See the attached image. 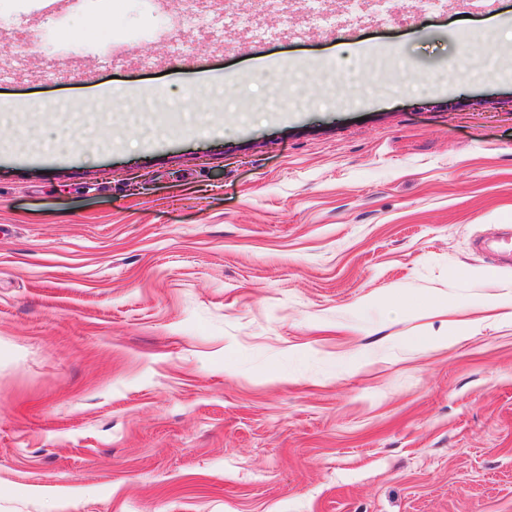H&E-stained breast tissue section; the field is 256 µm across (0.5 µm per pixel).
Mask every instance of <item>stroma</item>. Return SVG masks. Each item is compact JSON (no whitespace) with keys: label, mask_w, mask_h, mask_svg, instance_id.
<instances>
[{"label":"stroma","mask_w":512,"mask_h":512,"mask_svg":"<svg viewBox=\"0 0 512 512\" xmlns=\"http://www.w3.org/2000/svg\"><path fill=\"white\" fill-rule=\"evenodd\" d=\"M193 8L0 0V512H512V0Z\"/></svg>","instance_id":"35a3bbf8"}]
</instances>
